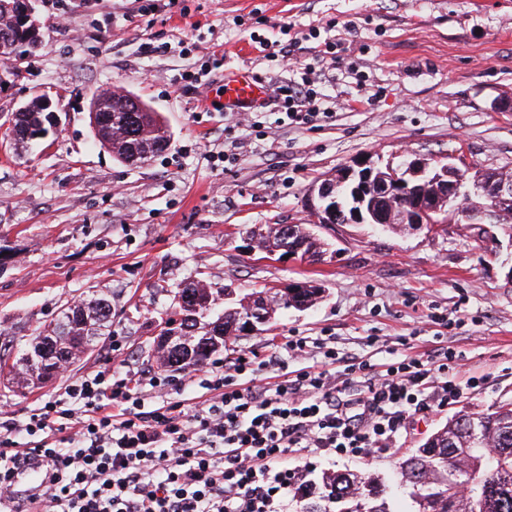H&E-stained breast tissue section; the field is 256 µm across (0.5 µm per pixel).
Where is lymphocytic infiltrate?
I'll return each mask as SVG.
<instances>
[{"instance_id":"obj_1","label":"lymphocytic infiltrate","mask_w":512,"mask_h":512,"mask_svg":"<svg viewBox=\"0 0 512 512\" xmlns=\"http://www.w3.org/2000/svg\"><path fill=\"white\" fill-rule=\"evenodd\" d=\"M290 121L323 119L309 78L278 87ZM113 337L101 370L66 385L24 421L0 422V512H16L12 474L39 458L47 483L35 512H288L298 490L291 459L372 454L395 445L415 414L459 403L483 379L449 366L447 351L346 365L324 338L287 336L278 351L320 361L268 382L253 357L211 361L195 375L206 399H178L170 376L134 370ZM71 430L68 447L50 442ZM34 438L15 447L13 434Z\"/></svg>"}]
</instances>
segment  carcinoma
I'll use <instances>...</instances> for the list:
<instances>
[{"instance_id":"1","label":"carcinoma","mask_w":512,"mask_h":512,"mask_svg":"<svg viewBox=\"0 0 512 512\" xmlns=\"http://www.w3.org/2000/svg\"><path fill=\"white\" fill-rule=\"evenodd\" d=\"M20 0H0V31L11 30L13 41L0 43V63L14 64L24 60L22 41L28 31L15 27ZM124 95L101 97L107 111L95 131L100 145L113 156L125 161L138 156L146 162L168 142V130L155 112H145L146 133L141 139H129L122 122ZM43 118L42 98H34L24 112L15 113L12 136L24 142L32 139ZM296 239L303 249L300 259L316 262L327 254V243L297 224ZM264 249L273 252L283 244L280 225L269 224L265 232L257 233ZM277 306L291 309L302 299L307 307L317 303L314 293L295 292L291 288L278 291ZM184 311H175L165 320L166 332L173 336L193 338L195 363H200L219 351L226 341L218 333L185 331V321L177 320ZM112 324V305L103 296L87 303L68 306L55 327L46 335L32 338L28 349L10 368L24 382L39 384L53 379L57 367L87 350L96 339L106 335ZM467 455L473 460L471 480L475 501L470 512H512V403L492 411L462 413L448 419L424 444L398 463L401 481L409 486L410 509L407 512H465L458 489L462 475L448 469V456ZM299 512H397L393 508L386 486L377 477L352 470H332L322 473L321 481L305 485L300 495Z\"/></svg>"}]
</instances>
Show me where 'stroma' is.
<instances>
[{
    "label": "stroma",
    "mask_w": 512,
    "mask_h": 512,
    "mask_svg": "<svg viewBox=\"0 0 512 512\" xmlns=\"http://www.w3.org/2000/svg\"><path fill=\"white\" fill-rule=\"evenodd\" d=\"M130 8V0H37L43 46L0 89V343L19 346L92 295L112 300L110 333L92 353L40 387L0 378V406L25 420L98 370L115 336L132 364L155 367L158 325L186 283L204 282L231 304L297 280L320 284V303L227 340L219 358L256 355L272 377L305 363L276 354L282 337L324 336L370 364L446 348L484 379L460 403L409 418L395 446L301 460L299 474L392 476L448 418L512 402L511 228L456 216L431 232L321 225L306 209L312 186L357 161L444 162L460 151L473 169L512 171V0H176L170 12L145 16ZM291 40L332 118L295 124L270 102L234 126L212 107V85L184 84L202 48L219 44L227 58L216 78L245 67L277 88L290 74L276 54ZM335 41L338 55L316 56ZM106 89L159 112L168 146L138 166L102 148L88 112ZM39 94L60 121L24 148L9 121ZM343 99L354 107L337 109ZM269 224L308 226L330 252L315 264L247 253L250 232Z\"/></svg>",
    "instance_id": "35a3bbf8"
}]
</instances>
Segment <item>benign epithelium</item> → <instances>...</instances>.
Segmentation results:
<instances>
[{
    "label": "benign epithelium",
    "instance_id": "obj_1",
    "mask_svg": "<svg viewBox=\"0 0 512 512\" xmlns=\"http://www.w3.org/2000/svg\"><path fill=\"white\" fill-rule=\"evenodd\" d=\"M34 0H23L19 8L20 23L34 33L39 22L35 17ZM467 161L455 154L451 162L433 169L420 158L405 160L397 167L384 168L358 162L336 174V180L325 179L313 187L307 207L315 215L323 216L325 224H411L415 227L437 226L436 217L443 213L444 200L457 196L463 185V171ZM491 210L504 213L512 210V180L499 179L492 190ZM487 210L477 211L469 206L457 207V214L467 224L486 222ZM249 305L243 333L256 330V324L268 320L261 310L262 303L254 298L243 300ZM158 344L182 362L193 357L192 347L162 335Z\"/></svg>",
    "mask_w": 512,
    "mask_h": 512
}]
</instances>
